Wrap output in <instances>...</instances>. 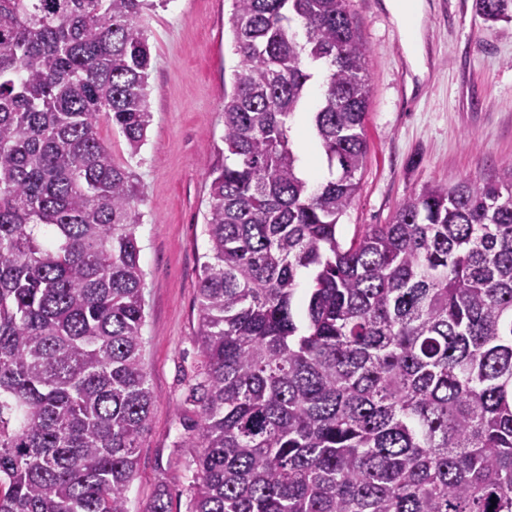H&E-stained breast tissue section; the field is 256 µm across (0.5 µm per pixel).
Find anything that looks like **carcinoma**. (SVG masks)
Returning a JSON list of instances; mask_svg holds the SVG:
<instances>
[{
  "label": "carcinoma",
  "instance_id": "cac0c4a2",
  "mask_svg": "<svg viewBox=\"0 0 512 512\" xmlns=\"http://www.w3.org/2000/svg\"><path fill=\"white\" fill-rule=\"evenodd\" d=\"M163 2L0 0V512H129L143 191L97 127L140 154ZM474 8L512 22V0ZM229 23L188 512H512V168L427 183L343 241L371 97L348 0H233ZM318 62L314 184L291 120Z\"/></svg>",
  "mask_w": 512,
  "mask_h": 512
}]
</instances>
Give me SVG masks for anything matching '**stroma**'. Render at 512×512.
Instances as JSON below:
<instances>
[{"label": "stroma", "instance_id": "obj_1", "mask_svg": "<svg viewBox=\"0 0 512 512\" xmlns=\"http://www.w3.org/2000/svg\"><path fill=\"white\" fill-rule=\"evenodd\" d=\"M420 41L409 49L389 0H349L368 49L372 97L368 156L343 237L388 223L402 200L431 181L454 184L512 167V23L488 26L474 0H422ZM232 0H169L146 20L153 121L137 159L110 123L98 136L131 163L144 201L138 234L146 273L144 358L154 399L138 442L130 512L167 489L170 512H187L193 456L178 442L197 418L186 402L202 360L198 295L205 238L207 164L224 136V97L239 63Z\"/></svg>", "mask_w": 512, "mask_h": 512}]
</instances>
